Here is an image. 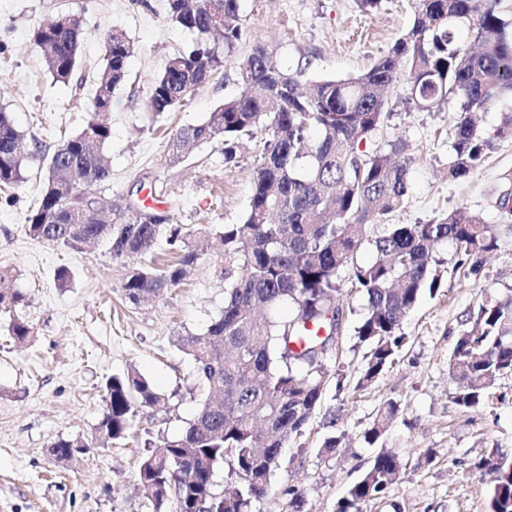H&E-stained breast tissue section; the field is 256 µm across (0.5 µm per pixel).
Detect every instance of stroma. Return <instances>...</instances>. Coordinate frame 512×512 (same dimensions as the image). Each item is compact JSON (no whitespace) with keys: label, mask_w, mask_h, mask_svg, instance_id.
<instances>
[{"label":"stroma","mask_w":512,"mask_h":512,"mask_svg":"<svg viewBox=\"0 0 512 512\" xmlns=\"http://www.w3.org/2000/svg\"><path fill=\"white\" fill-rule=\"evenodd\" d=\"M61 12L76 15L84 30L81 68L66 84L53 79L35 43L40 24ZM412 21L411 0H381L370 11L356 0H239L242 36L232 53L184 106L157 117L147 107L157 75L170 56L196 41L169 20L167 0H0V110L9 113L30 153L13 202L0 196V268L19 271L17 286L27 296L22 314L34 331L28 343H16L9 316L0 313V512H147L138 489L145 434L179 435L196 410L188 392L192 366L177 339L204 332L224 306L222 252L205 250L179 285L136 307L122 291L130 260L112 258L101 246L65 250L25 232L47 164L34 144L55 148L85 126L103 67V30L126 32L135 52L127 81L113 94L112 136L103 150L111 177L97 194L121 214L152 192L170 223L214 227L241 222L260 163L259 140L245 141L229 164L219 139L193 147L177 164L168 161V144L177 130L204 123L237 94L239 63L261 45L288 70L307 64L309 79L354 76L386 54ZM387 99L388 119L360 148L369 153L395 141L410 146L408 194L389 223H424L465 207L495 228L511 226L512 212L498 201L500 177L512 169V136L499 132L512 115V99H494L478 112V128L493 147L481 170L459 181L446 177L456 103L417 111L403 79ZM61 267L73 275L64 290L55 282ZM433 267L442 277L440 290L422 295L406 315L402 350L363 388L357 381L367 348L355 328L367 302L360 292L343 293V336L328 365L341 370L344 383L328 382L321 408L282 452L271 477L273 496L256 502L253 512H281L278 493L291 485L303 492L306 512H334L381 448L398 452L403 470L362 512H487L490 479L473 461L490 448L512 455V377L500 380L486 402L462 409L449 398L448 361L465 312L485 298L512 294V234L479 276L455 272L449 244L438 247ZM131 366L167 396L168 407L141 409L126 439L96 443L102 386ZM390 400L397 415L378 442L368 444L365 433ZM332 431L342 443L326 458L320 448ZM77 437L93 441V448L70 463L57 462L51 445Z\"/></svg>","instance_id":"1"}]
</instances>
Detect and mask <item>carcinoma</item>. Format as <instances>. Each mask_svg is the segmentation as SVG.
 Returning <instances> with one entry per match:
<instances>
[{"label": "carcinoma", "mask_w": 512, "mask_h": 512, "mask_svg": "<svg viewBox=\"0 0 512 512\" xmlns=\"http://www.w3.org/2000/svg\"><path fill=\"white\" fill-rule=\"evenodd\" d=\"M502 0H415L410 28L367 71L302 86L305 69L285 71L261 47L238 66L239 91L200 124L178 130L169 144L171 162L183 146L224 141V161L237 158L243 137L259 138L261 163L253 178L248 208L239 224L221 228L190 224H145L139 211L112 217V207L86 209L72 200L95 191L110 170L103 147L111 136L112 97L127 76L134 46L112 29L101 37L103 69L85 127L61 140L48 159L38 203L29 209L25 230L40 243L80 252L85 242H104L114 258H134L165 241L178 254L163 269L132 268L123 284L125 298L140 306L177 286L200 258L199 242L211 239L233 262L224 268V307L203 333L177 340L193 365L197 410L184 432L165 438L140 463L139 480L151 512H252L267 496L282 448L303 433L322 406L330 377L326 358L340 332L337 304L344 282L363 292L367 312L356 328L369 347L358 380L376 378L402 348L405 315L424 292L441 287L431 268L434 251L455 246L454 269L479 274L488 254L501 247L498 233L465 207L421 224L376 221L398 210L408 193L407 163L395 160L409 146L389 144L371 155L360 142L385 121V94L399 77L412 84L410 100L420 111L457 101L454 140L447 176L468 179L482 167L491 139L472 119L497 97L512 96V17ZM175 24L197 35L196 45L163 65L148 98L159 116L181 108L189 94L207 83L220 63L211 36L233 50L241 37L239 0H167ZM464 28L473 51L456 38ZM82 28L69 14L37 30L35 41L54 80L67 82L78 69ZM21 134L0 110V185L22 179ZM369 244L375 260L359 261ZM18 274L0 268V309L12 314L10 336L31 337L18 314L24 293ZM289 307L288 317L272 312ZM467 329L456 337L449 372L452 403L476 406L503 378L512 376V295L490 297L465 313ZM138 370L129 368L105 382L103 410L95 433L126 438L142 408L164 405ZM397 405H383L366 434L375 443L386 432ZM89 447L81 438L59 439L52 453L70 461ZM401 458L382 448L372 465L351 485L335 512H362L383 497L400 477ZM474 468L490 478L489 512H512V457L498 448L484 452ZM285 512H304L305 497L294 486L281 491Z\"/></svg>", "instance_id": "carcinoma-1"}]
</instances>
